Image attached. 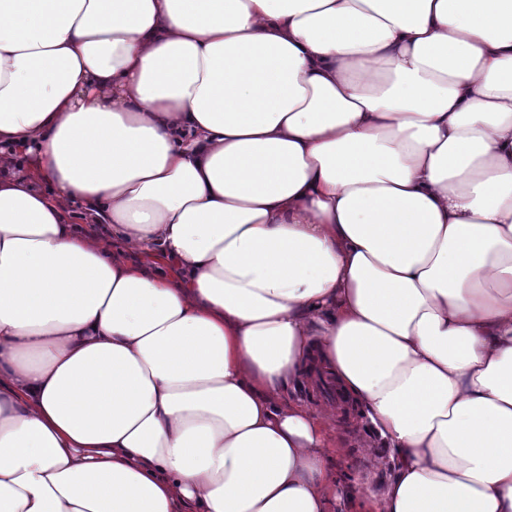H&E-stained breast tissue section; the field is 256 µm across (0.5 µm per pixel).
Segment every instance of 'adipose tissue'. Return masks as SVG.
<instances>
[{"label": "adipose tissue", "mask_w": 512, "mask_h": 512, "mask_svg": "<svg viewBox=\"0 0 512 512\" xmlns=\"http://www.w3.org/2000/svg\"><path fill=\"white\" fill-rule=\"evenodd\" d=\"M312 367L512 512V0H0V512H330Z\"/></svg>", "instance_id": "obj_1"}]
</instances>
